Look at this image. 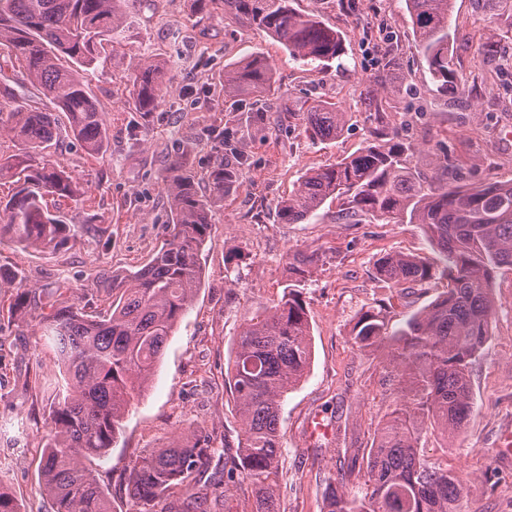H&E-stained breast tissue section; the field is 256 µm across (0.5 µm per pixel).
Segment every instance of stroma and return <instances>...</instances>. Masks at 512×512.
Wrapping results in <instances>:
<instances>
[{
	"label": "stroma",
	"instance_id": "1",
	"mask_svg": "<svg viewBox=\"0 0 512 512\" xmlns=\"http://www.w3.org/2000/svg\"><path fill=\"white\" fill-rule=\"evenodd\" d=\"M296 10L339 29L345 54L320 72L295 60L265 32L240 26L222 9L200 12L194 0H143L133 22L90 80L108 131L107 145L89 155L70 137L43 151L83 194L52 202L69 224L68 238L37 249L0 234V267L58 301L107 309L100 277L138 270L166 242L170 207L164 178L171 159L204 173L213 147L228 137L245 164L238 181L212 202L209 237L200 257L204 278L170 336L150 386L130 402L123 429L93 467L113 512L128 508L120 475L144 450L204 428L226 456L237 447L240 419L226 383L230 348L246 321L274 306L291 277L288 256L316 251L320 260L303 290L312 325L313 356L305 378L282 402L278 494L283 512H323L330 478L348 474L354 454L369 447L396 394L386 384L382 351L356 343L360 313L378 302L397 331L445 288H395L379 281L375 264L400 251L439 263L421 225L367 219L340 224L324 206L298 224L281 223L278 201L309 168L364 147L369 138L368 91L384 54L395 63L383 96L387 123L402 142L426 143L412 162L428 168L445 157L455 184L512 181V15L487 19L481 0H454L451 49L465 82L443 93L430 82L404 0H293ZM492 49L495 63L483 62ZM253 55L269 62L274 92L264 103L278 123H258L252 98L226 99L225 66ZM166 66L169 90L153 111L136 112L130 78L139 58ZM324 104L351 119L335 140L313 139L303 114ZM491 337L471 372L473 410L448 444L424 440L427 459L465 476L464 512H512V269L492 284ZM16 290L0 285V485L21 512H51L39 490L45 418L54 395V354L36 321L11 319Z\"/></svg>",
	"mask_w": 512,
	"mask_h": 512
}]
</instances>
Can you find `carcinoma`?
Returning <instances> with one entry per match:
<instances>
[{"label": "carcinoma", "instance_id": "1", "mask_svg": "<svg viewBox=\"0 0 512 512\" xmlns=\"http://www.w3.org/2000/svg\"><path fill=\"white\" fill-rule=\"evenodd\" d=\"M221 6L245 27L266 32L303 65L317 71L343 54L342 34L318 17L297 11L291 0H195ZM415 41L441 92L458 76L449 48L453 0H404ZM141 0H0V84L33 88L43 107H23L0 119V135L20 142L19 152L0 156V179L18 189L0 206V232L21 244L57 245L70 225L48 209L47 198H74L79 188L59 166L35 162L64 131L91 155L105 147L107 131L86 79L121 33ZM271 71L254 57L224 68V94L240 97L272 90ZM132 81L135 111L147 113L168 91L164 64L140 59ZM371 141L330 165L308 169L277 204L278 218L298 224L325 204H336L346 224L383 217L421 224L441 255L442 266L418 256L390 253L376 263L378 278L393 286L446 289L400 330L389 333L387 308L360 314L354 339L386 356L396 391L393 408L370 447L355 457L361 491L347 492L331 479L325 512H463L459 473L421 454L429 435L448 441L471 414L470 370L490 336L495 311L492 281L512 267V182L458 186L448 165L432 159L426 173L385 121L382 105L369 103ZM311 137L339 138L348 113L324 105L305 113ZM244 161L224 158L209 173V197L198 194L196 176L181 158L165 177L170 200L169 239L151 260L127 275H112V302L90 314L54 305L47 289H24L12 306L21 322L35 319L50 341L60 369L56 398L46 418L40 461L41 491L52 512H112L107 492L89 462L108 454L118 438L127 405L148 388L168 337L192 304L201 283L198 255L209 235V212L239 176ZM315 254L289 258L292 283L278 303L247 320L233 342L228 385L237 403L241 434L237 455L218 469L219 449L203 430L151 448L123 472L129 512H211L231 488H251V512H280L275 476L281 461V401L306 375L312 360L311 323L297 287L312 274ZM166 504L158 509L160 504Z\"/></svg>", "mask_w": 512, "mask_h": 512}]
</instances>
